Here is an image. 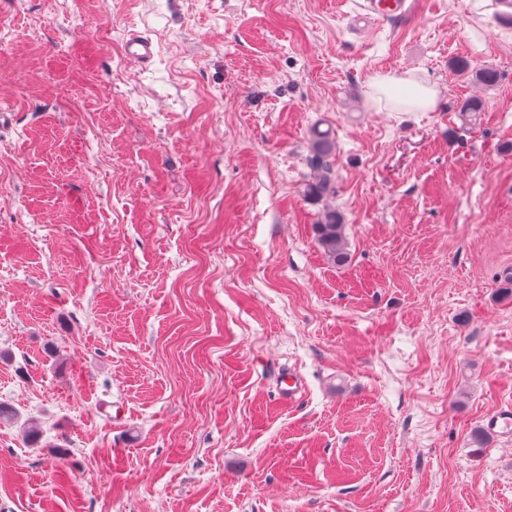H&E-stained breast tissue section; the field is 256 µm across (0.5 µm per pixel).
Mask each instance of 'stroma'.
Here are the masks:
<instances>
[{
	"mask_svg": "<svg viewBox=\"0 0 512 512\" xmlns=\"http://www.w3.org/2000/svg\"><path fill=\"white\" fill-rule=\"evenodd\" d=\"M360 2L0 0V512H512V24ZM408 0H365L351 18V30L362 32L386 20H397L410 13ZM126 57L135 62L148 63L153 57L152 42L148 37L131 34L125 42ZM454 67L462 73L474 74L477 81L484 86H494L498 80L497 72L490 67H477L473 63L465 59H459L455 62ZM408 84L412 85V91L406 96L393 98L394 109L397 112H429L434 107L436 91L412 81ZM335 142L327 135L317 134L310 143L307 165L310 174L304 183V196L328 202L336 195ZM317 242L324 256L334 265L347 261L348 252L344 224L336 207L325 204L315 225ZM488 429L501 436L510 437L512 433V405L500 406L486 418Z\"/></svg>",
	"mask_w": 512,
	"mask_h": 512,
	"instance_id": "1",
	"label": "stroma"
}]
</instances>
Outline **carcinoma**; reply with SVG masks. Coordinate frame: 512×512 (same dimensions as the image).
<instances>
[{"label":"carcinoma","mask_w":512,"mask_h":512,"mask_svg":"<svg viewBox=\"0 0 512 512\" xmlns=\"http://www.w3.org/2000/svg\"><path fill=\"white\" fill-rule=\"evenodd\" d=\"M454 67L462 73L473 74L487 87L495 85L498 80L494 69L477 67L465 59L457 60ZM335 151V142L328 136L318 134L312 139L307 160L310 174L304 183V196L326 202L315 224L317 242L328 261L342 265L348 258L344 224L336 208L327 204L336 195Z\"/></svg>","instance_id":"cac0c4a2"}]
</instances>
